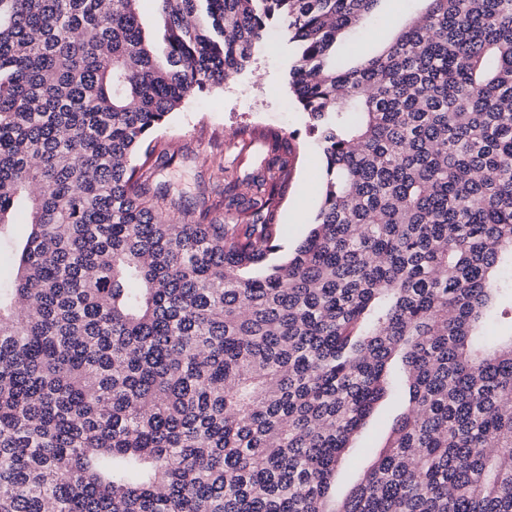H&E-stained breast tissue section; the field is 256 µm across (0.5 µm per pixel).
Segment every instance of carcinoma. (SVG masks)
I'll list each match as a JSON object with an SVG mask.
<instances>
[{"instance_id":"cac0c4a2","label":"carcinoma","mask_w":512,"mask_h":512,"mask_svg":"<svg viewBox=\"0 0 512 512\" xmlns=\"http://www.w3.org/2000/svg\"><path fill=\"white\" fill-rule=\"evenodd\" d=\"M0 0V512H512V0ZM286 25L323 155L314 227L282 251L291 174L224 171L250 224H179L156 133ZM242 185L251 196L238 192ZM408 407L342 498L375 406ZM416 7L412 0H389L380 19L367 24L350 41L354 54L362 55L384 42Z\"/></svg>"}]
</instances>
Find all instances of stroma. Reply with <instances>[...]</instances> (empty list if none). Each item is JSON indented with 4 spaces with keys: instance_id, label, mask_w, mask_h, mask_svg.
Wrapping results in <instances>:
<instances>
[{
    "instance_id": "obj_1",
    "label": "stroma",
    "mask_w": 512,
    "mask_h": 512,
    "mask_svg": "<svg viewBox=\"0 0 512 512\" xmlns=\"http://www.w3.org/2000/svg\"><path fill=\"white\" fill-rule=\"evenodd\" d=\"M416 7L414 0H387L380 19L350 41L362 55L384 42ZM293 48L283 30L269 32L251 63L223 87L188 97L159 132L160 146L175 160L156 172L157 182L185 205L224 198V173L257 169L267 154L269 136L287 137L293 152L292 176L277 206L285 250L309 234L322 202V155L307 130V115L289 89ZM407 408L404 396L386 399L353 440V459L336 471L334 490L343 496L383 448L394 419Z\"/></svg>"
}]
</instances>
